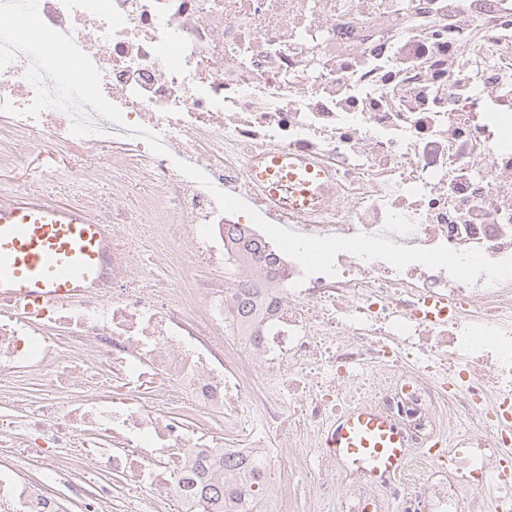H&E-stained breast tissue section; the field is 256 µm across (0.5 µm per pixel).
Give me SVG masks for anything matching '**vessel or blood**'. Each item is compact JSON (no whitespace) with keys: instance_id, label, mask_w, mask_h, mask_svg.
Masks as SVG:
<instances>
[{"instance_id":"vessel-or-blood-1","label":"vessel or blood","mask_w":512,"mask_h":512,"mask_svg":"<svg viewBox=\"0 0 512 512\" xmlns=\"http://www.w3.org/2000/svg\"><path fill=\"white\" fill-rule=\"evenodd\" d=\"M112 227L79 206L0 194V298L63 299L104 287L112 277ZM343 466L376 477L401 473L406 437L381 410L359 406L336 419L323 443Z\"/></svg>"}]
</instances>
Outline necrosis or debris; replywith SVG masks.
<instances>
[{"label":"necrosis or debris","instance_id":"4bbe7bcc","mask_svg":"<svg viewBox=\"0 0 512 512\" xmlns=\"http://www.w3.org/2000/svg\"><path fill=\"white\" fill-rule=\"evenodd\" d=\"M19 135L126 154L111 197L77 184L111 285L0 300V512H188L189 470L256 455L269 512H463L434 459L373 486L309 468L356 404L412 448L473 410V444L512 447V0H0V141ZM273 153L319 174L307 204L265 196ZM141 171L154 193L126 207ZM243 223L274 266L187 280Z\"/></svg>","mask_w":512,"mask_h":512}]
</instances>
